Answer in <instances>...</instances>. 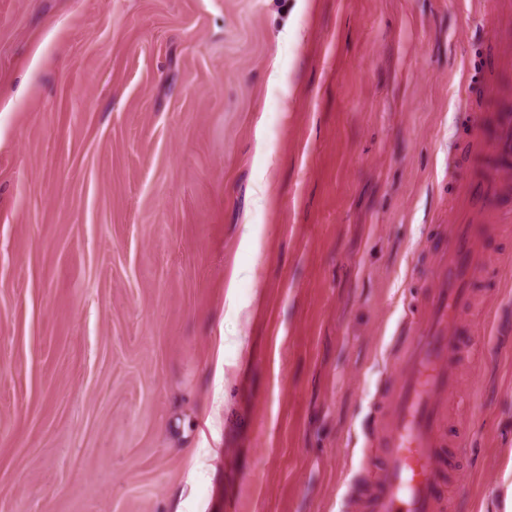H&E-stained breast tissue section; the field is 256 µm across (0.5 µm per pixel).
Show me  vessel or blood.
<instances>
[{"instance_id":"obj_1","label":"vessel or blood","mask_w":512,"mask_h":512,"mask_svg":"<svg viewBox=\"0 0 512 512\" xmlns=\"http://www.w3.org/2000/svg\"><path fill=\"white\" fill-rule=\"evenodd\" d=\"M512 58L483 86L493 110L471 116L468 150L473 173L456 184V219L442 232L429 269V288L401 347L385 394V415L371 434L385 453L375 465L360 512H444L440 489L454 467L443 436L447 402L457 387L456 313L470 285L489 262L485 241L492 223L508 220L501 199L512 177L501 168L512 158Z\"/></svg>"}]
</instances>
